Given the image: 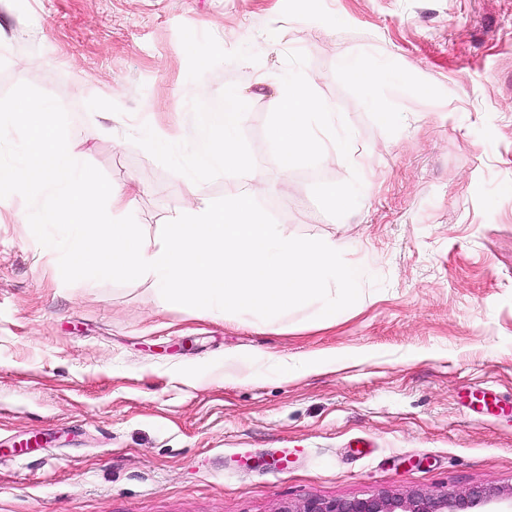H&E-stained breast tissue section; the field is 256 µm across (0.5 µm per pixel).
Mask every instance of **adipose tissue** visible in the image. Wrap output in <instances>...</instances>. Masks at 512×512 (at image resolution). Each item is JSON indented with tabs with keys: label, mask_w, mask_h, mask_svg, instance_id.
Returning a JSON list of instances; mask_svg holds the SVG:
<instances>
[{
	"label": "adipose tissue",
	"mask_w": 512,
	"mask_h": 512,
	"mask_svg": "<svg viewBox=\"0 0 512 512\" xmlns=\"http://www.w3.org/2000/svg\"><path fill=\"white\" fill-rule=\"evenodd\" d=\"M275 112L271 140L277 149L282 173L316 155L328 152L326 142L317 136V129L336 126L334 105L317 100L306 83H287L272 101ZM246 114L239 99L231 94L224 97V108L216 121L208 122L204 143L194 151L192 172L199 173L215 167L227 172L241 168L243 158L236 132Z\"/></svg>",
	"instance_id": "obj_1"
}]
</instances>
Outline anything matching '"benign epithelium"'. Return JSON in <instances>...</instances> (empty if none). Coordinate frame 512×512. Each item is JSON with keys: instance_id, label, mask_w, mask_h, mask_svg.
<instances>
[{"instance_id": "7a95c632", "label": "benign epithelium", "mask_w": 512, "mask_h": 512, "mask_svg": "<svg viewBox=\"0 0 512 512\" xmlns=\"http://www.w3.org/2000/svg\"><path fill=\"white\" fill-rule=\"evenodd\" d=\"M278 512H512V494L505 495L484 486L465 493H416L409 496L378 495L368 498H309Z\"/></svg>"}]
</instances>
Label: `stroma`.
<instances>
[{"label":"stroma","mask_w":512,"mask_h":512,"mask_svg":"<svg viewBox=\"0 0 512 512\" xmlns=\"http://www.w3.org/2000/svg\"><path fill=\"white\" fill-rule=\"evenodd\" d=\"M369 55L385 81H346ZM21 71L67 111L79 161L139 187L147 236L188 190L209 202L258 171L281 229L336 240L363 275L331 324L313 306L212 319L161 305L142 279L65 284L23 198L6 199L0 512L512 492V421L469 419L458 397L481 383L512 396V0H0V95ZM305 76L347 140L285 176L270 101ZM201 79L207 98L185 96ZM228 93L246 114L245 164L187 185L201 116ZM148 122L179 136L147 144ZM249 351L248 379L226 376L225 356ZM322 352L335 362L292 381L267 361Z\"/></svg>","instance_id":"stroma-1"}]
</instances>
